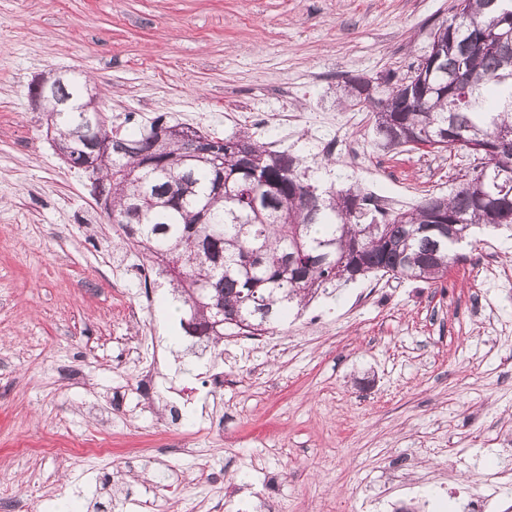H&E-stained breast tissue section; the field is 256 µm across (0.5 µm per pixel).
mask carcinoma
<instances>
[{
  "label": "carcinoma",
  "instance_id": "1",
  "mask_svg": "<svg viewBox=\"0 0 512 512\" xmlns=\"http://www.w3.org/2000/svg\"><path fill=\"white\" fill-rule=\"evenodd\" d=\"M453 11L433 34L436 55L401 77H351L338 98L343 109L390 110L394 126L375 128L389 151L465 150L479 160L453 195L388 216H376L358 189L319 190L297 157L245 131L198 156L190 126L159 115L122 135L100 116L93 136L112 140V150L97 156L96 171L112 197V223L166 273L188 335L217 344L226 326L273 331L353 271L435 284L474 227L512 224V174L498 175L512 170V50L496 46L512 28V0H456ZM86 83L69 76L45 102L54 140L79 155L87 116L55 108ZM156 125L166 130L158 146ZM488 144L494 152L475 150Z\"/></svg>",
  "mask_w": 512,
  "mask_h": 512
}]
</instances>
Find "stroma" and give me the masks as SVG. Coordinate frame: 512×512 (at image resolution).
Segmentation results:
<instances>
[{
	"mask_svg": "<svg viewBox=\"0 0 512 512\" xmlns=\"http://www.w3.org/2000/svg\"><path fill=\"white\" fill-rule=\"evenodd\" d=\"M454 0H0V488L10 512H512V225L438 284L369 275L197 355L167 278L56 155L28 90L86 74L116 129L248 128L323 187L449 194L466 152L388 151L351 75L406 70ZM152 363L155 388L142 368ZM224 372L223 388L210 381ZM187 390L180 409L170 387ZM109 437L72 463L66 443Z\"/></svg>",
	"mask_w": 512,
	"mask_h": 512,
	"instance_id": "stroma-1",
	"label": "stroma"
}]
</instances>
